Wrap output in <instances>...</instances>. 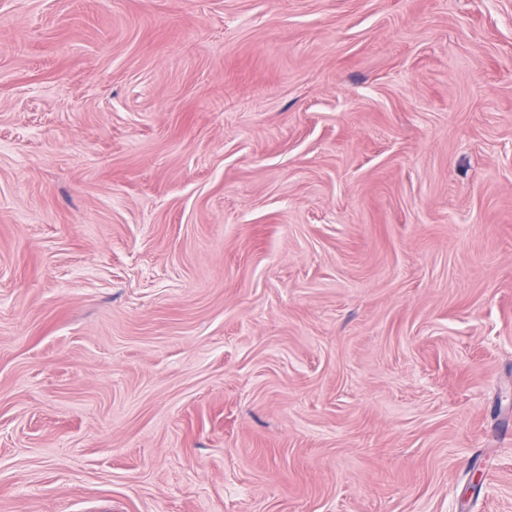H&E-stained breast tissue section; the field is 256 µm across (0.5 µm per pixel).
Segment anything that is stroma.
<instances>
[{"label":"stroma","mask_w":512,"mask_h":512,"mask_svg":"<svg viewBox=\"0 0 512 512\" xmlns=\"http://www.w3.org/2000/svg\"><path fill=\"white\" fill-rule=\"evenodd\" d=\"M0 512H512V0H0Z\"/></svg>","instance_id":"obj_1"}]
</instances>
